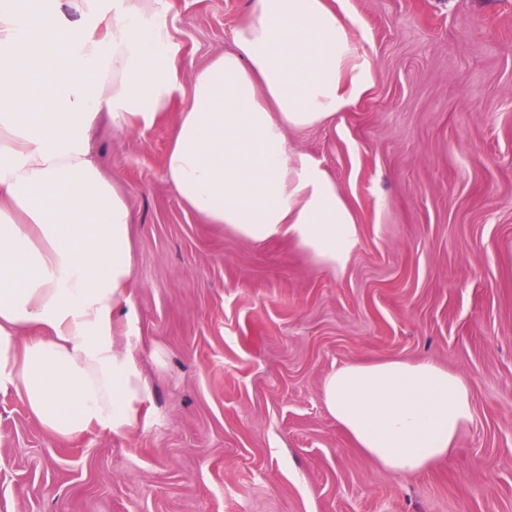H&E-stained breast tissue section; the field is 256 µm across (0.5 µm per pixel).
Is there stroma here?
I'll use <instances>...</instances> for the list:
<instances>
[{
  "instance_id": "stroma-1",
  "label": "stroma",
  "mask_w": 512,
  "mask_h": 512,
  "mask_svg": "<svg viewBox=\"0 0 512 512\" xmlns=\"http://www.w3.org/2000/svg\"><path fill=\"white\" fill-rule=\"evenodd\" d=\"M182 86L232 51L251 0H172ZM374 62L357 104L289 133L360 226L348 266L252 244L186 209L163 162L180 112L102 123L133 215L137 423L70 439L0 392V512H512V0H348ZM429 360L473 420L396 477L323 401L343 365Z\"/></svg>"
}]
</instances>
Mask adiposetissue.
Masks as SVG:
<instances>
[{
    "mask_svg": "<svg viewBox=\"0 0 512 512\" xmlns=\"http://www.w3.org/2000/svg\"><path fill=\"white\" fill-rule=\"evenodd\" d=\"M171 0H0V391L50 434L135 424L149 394L123 339L134 317L131 213L91 156L102 116L149 129L184 91ZM357 21L336 0H252L234 51L198 69L164 158L179 201L261 243L292 237L339 273L360 238L339 186L288 139L370 89ZM323 399L395 475L448 456L468 383L431 362L352 363Z\"/></svg>",
    "mask_w": 512,
    "mask_h": 512,
    "instance_id": "ef3b65f1",
    "label": "adipose tissue"
}]
</instances>
